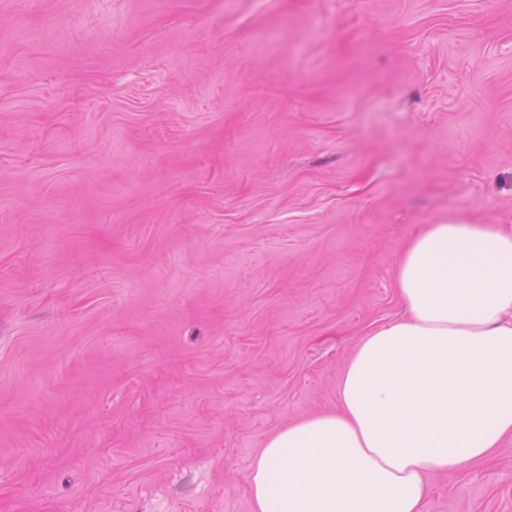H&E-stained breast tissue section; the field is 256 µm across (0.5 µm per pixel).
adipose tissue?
Masks as SVG:
<instances>
[{
  "label": "adipose tissue",
  "mask_w": 512,
  "mask_h": 512,
  "mask_svg": "<svg viewBox=\"0 0 512 512\" xmlns=\"http://www.w3.org/2000/svg\"><path fill=\"white\" fill-rule=\"evenodd\" d=\"M404 318L359 341L338 411L271 436L248 476L254 512H421L512 437V229L428 225L398 267Z\"/></svg>",
  "instance_id": "obj_1"
}]
</instances>
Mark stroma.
<instances>
[{"mask_svg": "<svg viewBox=\"0 0 512 512\" xmlns=\"http://www.w3.org/2000/svg\"><path fill=\"white\" fill-rule=\"evenodd\" d=\"M512 226V0H0V512H253L426 225ZM423 512H512V439Z\"/></svg>", "mask_w": 512, "mask_h": 512, "instance_id": "obj_1", "label": "stroma"}]
</instances>
